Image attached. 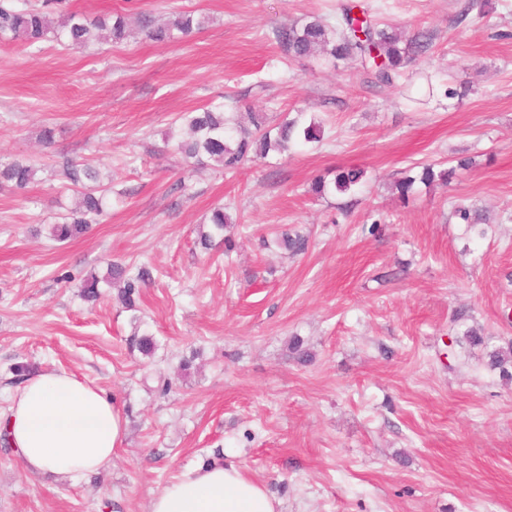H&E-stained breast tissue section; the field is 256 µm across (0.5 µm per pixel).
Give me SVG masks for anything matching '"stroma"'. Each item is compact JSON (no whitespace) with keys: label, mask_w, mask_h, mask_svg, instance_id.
<instances>
[{"label":"stroma","mask_w":512,"mask_h":512,"mask_svg":"<svg viewBox=\"0 0 512 512\" xmlns=\"http://www.w3.org/2000/svg\"><path fill=\"white\" fill-rule=\"evenodd\" d=\"M349 2L64 0L91 21L124 15L130 36L0 40V161L37 170L0 186V413L26 363L105 390L128 422L111 464L75 479L25 473L0 443V512H147L217 457L281 512H512V378L489 365L512 345V0H358L429 45L391 84L281 47L279 29L336 24ZM182 12L210 23L146 38L143 17ZM218 101L245 125L305 113L323 138L229 173L184 159L169 132ZM68 161L98 170L112 205L58 242L79 201ZM427 164L450 182L401 199L396 181ZM340 166L366 169L356 191L312 194ZM458 204L482 223H460ZM217 206L232 222L206 250ZM284 230L302 250L278 246ZM113 262L151 274L135 308L114 287L81 295Z\"/></svg>","instance_id":"stroma-1"}]
</instances>
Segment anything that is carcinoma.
I'll use <instances>...</instances> for the list:
<instances>
[{
  "instance_id": "carcinoma-1",
  "label": "carcinoma",
  "mask_w": 512,
  "mask_h": 512,
  "mask_svg": "<svg viewBox=\"0 0 512 512\" xmlns=\"http://www.w3.org/2000/svg\"><path fill=\"white\" fill-rule=\"evenodd\" d=\"M62 0H44L41 8L19 7L14 0H0V35L13 40L31 43L53 38L61 43L88 46L98 39V31L107 30L114 41L126 36V23L122 15L110 19L98 18L87 21L78 13L70 12L54 17ZM354 6L343 8L342 24L334 28L320 18H314L301 27H287L279 32L278 39L289 56L295 59L307 58L319 51L335 60L359 62L371 69L380 82L392 81L393 74L402 67L407 56L427 50V43L416 40L400 46L397 34L385 27L381 28L368 20L358 22L352 16ZM208 18L178 13L168 23L156 25L150 18L141 20L146 37L155 42H170L204 28ZM183 124L189 130V137L178 141L177 148L189 158L206 157L216 165L233 170L249 156L265 157L269 151H286L292 141L303 144L319 142L322 127L315 120L305 124L301 117L285 118L274 129H264L257 134L242 129L224 116V105L214 104L196 112L182 114ZM454 169L434 171L430 165L422 168L419 178L405 177L397 182V190L406 197L412 191L415 182L426 185L435 180L449 182ZM36 171L22 160L0 162V183H11L20 190L26 189L35 179ZM70 182L82 188V200L78 208L64 217V222L52 226V236L58 241H66L87 232L89 225L95 224L107 205L110 189L101 184L97 172L85 166L66 167ZM365 176L364 169L350 166L339 168L334 179L327 182L321 178L313 181L311 190L322 197L326 194H348L361 184ZM230 223V217L224 208L212 211L211 233L201 236L204 248L211 246L215 237L224 236V229ZM115 280L124 282L121 289V302L125 307H135L140 288L150 280V271L141 268L136 274L119 264L108 267L105 282ZM512 366V345L505 350L492 354L490 366L508 372Z\"/></svg>"
}]
</instances>
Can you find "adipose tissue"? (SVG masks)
Listing matches in <instances>:
<instances>
[{
    "label": "adipose tissue",
    "mask_w": 512,
    "mask_h": 512,
    "mask_svg": "<svg viewBox=\"0 0 512 512\" xmlns=\"http://www.w3.org/2000/svg\"><path fill=\"white\" fill-rule=\"evenodd\" d=\"M0 431L27 473L75 478L109 466L127 419L105 391L59 370L24 381ZM148 512H280V503L241 467L216 461L184 471L151 497Z\"/></svg>",
    "instance_id": "obj_1"
}]
</instances>
